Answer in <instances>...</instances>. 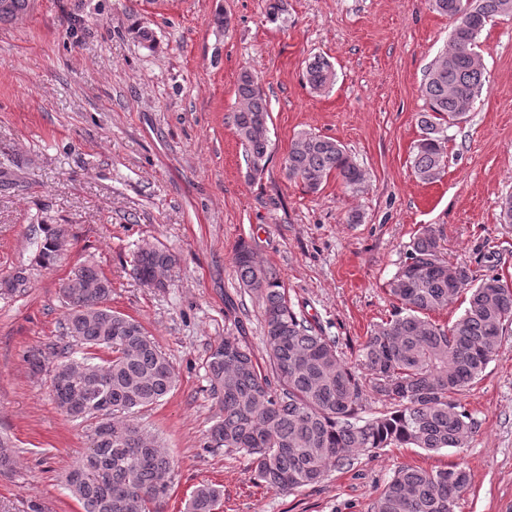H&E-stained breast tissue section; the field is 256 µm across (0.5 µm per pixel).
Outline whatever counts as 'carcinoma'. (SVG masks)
Returning a JSON list of instances; mask_svg holds the SVG:
<instances>
[{"mask_svg":"<svg viewBox=\"0 0 512 512\" xmlns=\"http://www.w3.org/2000/svg\"><path fill=\"white\" fill-rule=\"evenodd\" d=\"M453 22L448 49L425 75L421 93L420 138L412 167L424 182L442 178L447 128L464 118L484 84L477 39L496 16L512 14V0H432ZM30 0H0V22L25 14ZM468 6L467 20L457 18ZM310 90L321 92L336 73L323 56L305 65ZM236 94L241 107L232 125L245 154L248 176L262 173L269 160L270 113L264 93L248 71ZM290 180L319 192L332 176L353 191L366 181L362 168L335 139L298 133L285 159ZM36 262L55 264L66 247L64 229L44 226ZM168 248L138 247L133 274L144 285L163 288L162 275L176 264ZM236 276L256 295L264 315L267 373L244 337L229 333L211 347L206 366L210 394L222 415L208 430L204 447L245 455L266 486L292 491L322 481L330 469L350 464L358 450L381 448H464L474 429L454 396L484 373L512 323V288L496 275L475 280L459 265L460 286L448 284L440 237L431 228L413 239L389 291L400 303L391 319L377 325L358 351L372 390L390 405L379 416L360 417L363 386L338 355L335 342L295 312L275 269L256 260L242 242L234 252ZM23 294L26 270L6 281ZM468 292L463 313L441 326L429 314ZM111 282L93 264L75 266L60 293L67 307L64 330L73 343L56 346L51 393L73 419L98 417L91 444L67 474L65 489L82 512H150L171 490L175 464L156 436L126 415L161 402L176 386L169 361L143 324L107 307ZM109 356H77L73 346ZM469 484L465 469L428 471L402 466L379 492L374 512H455ZM222 491L209 483L194 490L186 512H216Z\"/></svg>","mask_w":512,"mask_h":512,"instance_id":"obj_1","label":"carcinoma"}]
</instances>
